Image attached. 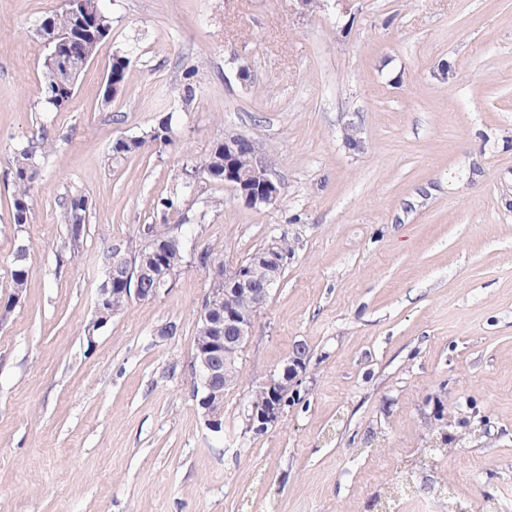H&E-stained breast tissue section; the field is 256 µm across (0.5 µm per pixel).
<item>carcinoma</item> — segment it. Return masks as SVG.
<instances>
[{"instance_id":"obj_1","label":"carcinoma","mask_w":512,"mask_h":512,"mask_svg":"<svg viewBox=\"0 0 512 512\" xmlns=\"http://www.w3.org/2000/svg\"><path fill=\"white\" fill-rule=\"evenodd\" d=\"M93 14L97 21V37L86 41L91 51H96L98 45L105 40L111 32L112 20L109 14L100 4V0H94L92 4ZM48 27L56 33H68L73 36H81L82 27L79 25L76 16L65 7L61 12L46 21ZM130 60L122 55L114 59L108 79L124 83L127 78ZM84 72L82 58L76 57L68 68H63L52 61L44 62V84L41 90V103L47 109L55 112L65 111L71 100V81L80 78ZM174 142L172 117L166 116L141 135L134 137H121L116 139L110 146V155L114 158H128L139 154L142 150L154 146L164 149ZM10 175L12 181V216L13 224L22 228L31 223L33 219V208L31 203V190L37 179L39 163L37 162L36 150L27 145L15 149L10 161ZM202 175L207 179L222 183L224 182V143L214 144L208 157L199 165ZM182 195L175 192L171 196L158 200L156 211L160 212L162 223L148 225V234L141 232L126 240L131 248L141 252L142 262L147 268L156 274H161L163 269L179 270L187 259V245L182 233H176L172 225L168 224V216L178 213L181 210ZM90 211V201L85 195L77 194L70 197L62 205L59 219L65 226L67 242L73 249L77 248L83 240L87 219ZM30 250V243L22 242L20 247L15 249L10 264V279L12 284L11 298L0 307V322L7 320L12 312L13 306L26 292L29 285V266L27 257ZM98 262L102 269V281L106 282L108 288H132L134 287V276L128 279H112V244H107L98 255ZM202 268L206 273L216 272L224 274L226 262L224 253L218 251H202ZM232 308L236 311H245L251 308L250 298L231 290L225 291V296L219 301V305L209 311L210 319L198 318L196 322V333L194 336V348L203 347L216 338L208 328L210 324L224 326V310ZM232 336L225 335L224 345V378L230 380L232 385H237L240 375L239 362L242 350L229 345ZM291 402L288 396V389L282 388L271 395L267 389L257 386L251 390L250 407L261 408L272 403L279 410H284ZM431 446L421 449V454L428 458L451 452L449 445L457 440V436L439 435L435 432L429 435Z\"/></svg>"}]
</instances>
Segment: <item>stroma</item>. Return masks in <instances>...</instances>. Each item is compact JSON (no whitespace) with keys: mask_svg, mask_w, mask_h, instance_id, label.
<instances>
[{"mask_svg":"<svg viewBox=\"0 0 512 512\" xmlns=\"http://www.w3.org/2000/svg\"><path fill=\"white\" fill-rule=\"evenodd\" d=\"M101 2L111 34L51 112L38 28L64 2L0 0V305L32 244L0 324V512H369L405 483L413 502L387 512H512V0ZM120 53L127 80L107 104ZM168 113L172 146L111 159L114 139ZM349 121L360 149L342 140ZM40 128L54 149L19 229L9 161ZM228 132L262 141L279 202L252 208L201 178L172 223L231 267L280 233L293 253L216 434L188 374L204 270L83 327L100 249L158 223L157 200ZM76 194L92 210L74 254L58 218ZM298 344L300 401L246 432L248 392ZM431 424L462 440L425 461ZM22 246V249H19ZM30 243H20L13 254L10 264V279L12 284L11 298L0 307V322L7 320L12 312L13 306L18 302L26 292L29 285V266L27 265V257L30 250Z\"/></svg>","mask_w":512,"mask_h":512,"instance_id":"obj_1","label":"stroma"}]
</instances>
